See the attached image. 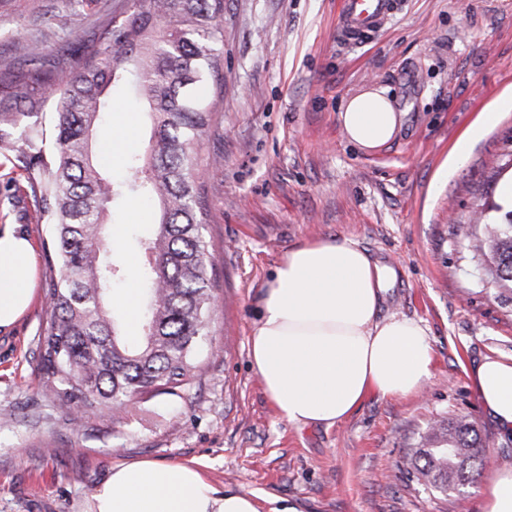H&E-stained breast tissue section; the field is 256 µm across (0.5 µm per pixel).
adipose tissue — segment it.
<instances>
[{
  "label": "adipose tissue",
  "mask_w": 512,
  "mask_h": 512,
  "mask_svg": "<svg viewBox=\"0 0 512 512\" xmlns=\"http://www.w3.org/2000/svg\"><path fill=\"white\" fill-rule=\"evenodd\" d=\"M347 140L364 151L389 143L401 123L387 91H366L340 114ZM394 272L353 241L314 240L288 250L261 302L249 341L251 364L280 417L334 425L369 395L411 396L431 376L424 328L378 320ZM37 285L34 246L15 225L0 227V330L28 310ZM469 377L495 426L512 433V360L484 357ZM91 512H263L258 496L219 494L197 463L150 460L113 466Z\"/></svg>",
  "instance_id": "ef3b65f1"
}]
</instances>
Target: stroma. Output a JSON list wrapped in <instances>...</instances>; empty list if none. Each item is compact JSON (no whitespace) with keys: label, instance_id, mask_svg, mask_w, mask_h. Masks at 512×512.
<instances>
[{"label":"stroma","instance_id":"1","mask_svg":"<svg viewBox=\"0 0 512 512\" xmlns=\"http://www.w3.org/2000/svg\"><path fill=\"white\" fill-rule=\"evenodd\" d=\"M118 0H0V71L29 69L75 49ZM342 0H224V91L197 145L206 167L202 233L214 247L217 300L190 384L136 400L114 431L78 429L48 402L35 373L47 314L49 220H36L43 175L0 153V225L34 242L38 284L28 313L0 330V512H89L114 465L197 462L219 492L260 494L265 512H482L483 477L512 470V435L482 410L467 371L512 358V297L487 274L476 239L512 204V0H402L384 28L357 43L340 33ZM26 40V55L15 53ZM388 90L403 112L396 137L363 152L346 139L342 105ZM498 121L437 172L476 116ZM130 124L127 141L115 128ZM148 116L128 98L105 116L110 170L143 151ZM155 222L146 200L115 212L119 260ZM348 239L395 273L379 310L418 322L432 376L415 396L370 395L345 420L298 427L279 418L249 359L260 299L289 249ZM472 420L483 477L448 493L418 482L421 436L437 422Z\"/></svg>","mask_w":512,"mask_h":512}]
</instances>
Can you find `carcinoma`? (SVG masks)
I'll return each instance as SVG.
<instances>
[{"instance_id":"1","label":"carcinoma","mask_w":512,"mask_h":512,"mask_svg":"<svg viewBox=\"0 0 512 512\" xmlns=\"http://www.w3.org/2000/svg\"><path fill=\"white\" fill-rule=\"evenodd\" d=\"M224 0H132L77 48L82 63L61 54L39 67L8 72L0 85V149L14 147L10 131L22 128L23 165L45 176L50 206V268L37 371L43 394L79 413V428L106 432L122 422L120 409L150 393L188 383L207 336L214 304L209 275L212 246L201 233L207 213L199 190L202 164L194 143L210 128L212 101L198 89L210 83L222 94L219 19ZM126 87L147 105L151 125L146 154L132 153L118 178L95 133L110 92ZM55 101L52 152L43 130L29 119ZM150 198L158 223L137 239L144 281L142 335L126 336L124 316L109 307L126 276L112 258L107 217L116 208ZM490 274L500 293L512 294V210L493 227ZM483 442L465 417L432 425L416 452L417 479L442 492L481 474Z\"/></svg>"}]
</instances>
